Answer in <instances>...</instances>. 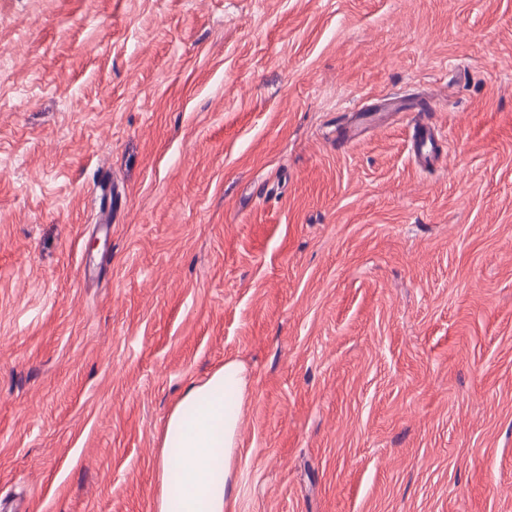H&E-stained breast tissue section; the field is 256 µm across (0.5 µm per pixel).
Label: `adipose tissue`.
Listing matches in <instances>:
<instances>
[{
  "instance_id": "obj_1",
  "label": "adipose tissue",
  "mask_w": 512,
  "mask_h": 512,
  "mask_svg": "<svg viewBox=\"0 0 512 512\" xmlns=\"http://www.w3.org/2000/svg\"><path fill=\"white\" fill-rule=\"evenodd\" d=\"M249 377L228 359L191 382L173 406L160 439L153 512H233L234 458Z\"/></svg>"
}]
</instances>
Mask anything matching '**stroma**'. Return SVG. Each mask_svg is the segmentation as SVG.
<instances>
[{"mask_svg": "<svg viewBox=\"0 0 512 512\" xmlns=\"http://www.w3.org/2000/svg\"><path fill=\"white\" fill-rule=\"evenodd\" d=\"M229 358L233 512H512V0H0V512H153ZM438 142V131L430 125L425 115H421L414 124L411 140L413 157L421 167L430 166L434 162Z\"/></svg>", "mask_w": 512, "mask_h": 512, "instance_id": "35a3bbf8", "label": "stroma"}]
</instances>
